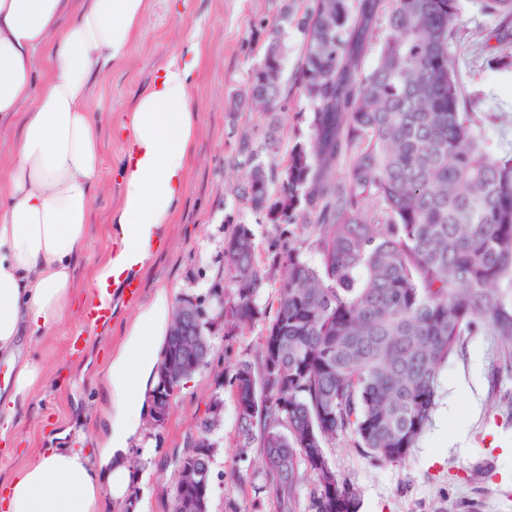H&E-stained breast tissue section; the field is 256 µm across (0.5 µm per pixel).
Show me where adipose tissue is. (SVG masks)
<instances>
[{
  "instance_id": "ef3b65f1",
  "label": "adipose tissue",
  "mask_w": 512,
  "mask_h": 512,
  "mask_svg": "<svg viewBox=\"0 0 512 512\" xmlns=\"http://www.w3.org/2000/svg\"><path fill=\"white\" fill-rule=\"evenodd\" d=\"M144 12L145 0H0V117L21 120L0 184V358L11 374L0 399L1 437L47 380L42 365L21 356L22 341L60 326L73 307L102 164L94 83L126 59ZM188 51L199 57V42ZM41 58L51 74L37 85L32 73ZM193 60L171 57L129 114L111 246L91 273L85 305H111L113 282L138 276L165 236L198 136ZM172 307L168 291L158 290L108 367L106 396L115 410L104 417L103 446L37 452L0 493V512H108L116 502L148 512L147 499L131 493L125 457Z\"/></svg>"
}]
</instances>
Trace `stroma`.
Here are the masks:
<instances>
[{"label":"stroma","mask_w":512,"mask_h":512,"mask_svg":"<svg viewBox=\"0 0 512 512\" xmlns=\"http://www.w3.org/2000/svg\"><path fill=\"white\" fill-rule=\"evenodd\" d=\"M279 0H147L128 59L115 65L96 84L93 112L104 144L100 181L91 206L95 229L79 259L78 281L86 283L92 267L109 249L110 217L117 208V183L125 142L120 130L137 97L147 90L175 55H184L190 40H200L202 56L194 73L193 103L199 137L189 160L184 194L168 226L165 245L148 262L140 281L139 304L117 300L111 322L99 329L92 344L72 347L69 338L80 325L81 305L67 323L25 343L22 352L42 363L49 379L21 416L9 439L0 438V486L19 472L36 450L55 447L56 432L90 431L101 420L105 375L140 304L165 286L175 300L202 298L222 280L224 239L241 223L254 232L257 261L264 273L260 305L271 304L284 270L274 254L290 239L304 258L318 263L313 237L296 224H266L238 200L242 182L238 143L242 137L262 141L269 122L279 128L273 161L285 166L292 146L309 140L312 114L294 88L302 45L290 37L283 67L288 101L275 116L242 103L232 112V96L246 95L251 69L261 58L266 27L278 15ZM492 21L463 0L458 37L450 51L465 95H483L473 118L491 149L512 150V67L492 62L473 45ZM265 333L258 321L235 330H216L208 364L185 381L168 421L155 425L143 416L142 430L153 447L151 457L131 450L128 464L134 489L148 497L150 512H171L177 482L176 459L186 450L213 400L224 416L214 437L219 449L211 464L209 512H271L266 493L256 489L262 468L258 455L241 459L239 421L234 400L222 380L228 367L257 362ZM331 469L359 489V512H512V367L501 358L496 336L482 330L452 358L439 376L438 405L417 448L405 460L372 466L355 448L351 436L337 438L326 449Z\"/></svg>","instance_id":"35a3bbf8"}]
</instances>
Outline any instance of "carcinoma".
Wrapping results in <instances>:
<instances>
[{
  "mask_svg": "<svg viewBox=\"0 0 512 512\" xmlns=\"http://www.w3.org/2000/svg\"><path fill=\"white\" fill-rule=\"evenodd\" d=\"M495 27L493 60L512 66V0H472ZM461 0H281L247 95L261 112L288 97L281 81L288 30L302 36L295 84L314 112L313 135L283 168L265 139L240 143V197L269 224L315 237L319 263L293 241L280 246L286 276L271 305L257 298L264 274L250 225L224 239V288L210 308L241 328L266 321L258 364H236L226 385L241 430L239 455L263 462L258 490L273 512H359L360 491L331 469L325 448L349 433L373 465L404 460L436 408L441 369L485 328L512 359V152L489 149L475 100L460 94L449 51ZM388 35L376 65L360 62L379 21ZM348 168L336 179V163ZM279 183L272 197V183ZM374 202L367 208V202ZM507 287H502V284ZM213 349L199 318L164 349ZM172 512L210 498L211 459L189 448L176 459Z\"/></svg>",
  "mask_w": 512,
  "mask_h": 512,
  "instance_id": "1",
  "label": "carcinoma"
}]
</instances>
